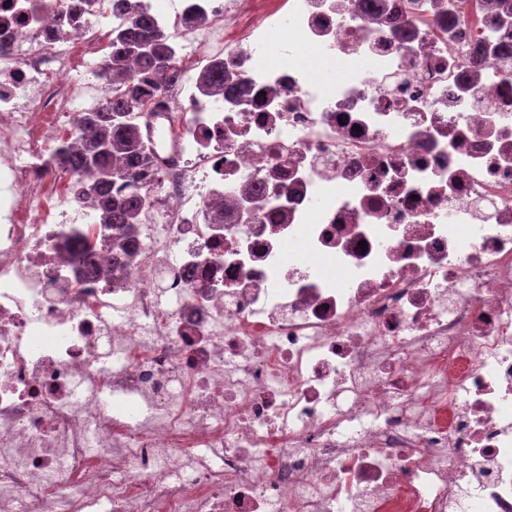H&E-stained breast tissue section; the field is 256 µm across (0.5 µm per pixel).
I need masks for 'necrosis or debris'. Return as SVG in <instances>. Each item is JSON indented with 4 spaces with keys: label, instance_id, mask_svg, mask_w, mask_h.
<instances>
[{
    "label": "necrosis or debris",
    "instance_id": "4bbe7bcc",
    "mask_svg": "<svg viewBox=\"0 0 512 512\" xmlns=\"http://www.w3.org/2000/svg\"><path fill=\"white\" fill-rule=\"evenodd\" d=\"M137 1L180 78L137 105L116 268L60 148ZM480 2L0 0V512H512V17Z\"/></svg>",
    "mask_w": 512,
    "mask_h": 512
}]
</instances>
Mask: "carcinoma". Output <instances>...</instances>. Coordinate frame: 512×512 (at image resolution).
I'll return each mask as SVG.
<instances>
[{"label": "carcinoma", "instance_id": "cac0c4a2", "mask_svg": "<svg viewBox=\"0 0 512 512\" xmlns=\"http://www.w3.org/2000/svg\"><path fill=\"white\" fill-rule=\"evenodd\" d=\"M171 55L167 36L143 18L135 17L126 27L113 30L112 53L104 70L123 76L122 88L85 117L90 139L72 143L65 155L70 170L86 177L92 189L103 197L99 205L100 223L111 225L115 265L121 264L125 241L132 227L139 223L147 198L138 179L148 159L140 151L137 127L121 116L133 112L142 96L162 90L175 78L169 69ZM134 58L145 72L140 80L129 74V63ZM114 178L124 181L126 190L124 196L115 200L107 194Z\"/></svg>", "mask_w": 512, "mask_h": 512}]
</instances>
